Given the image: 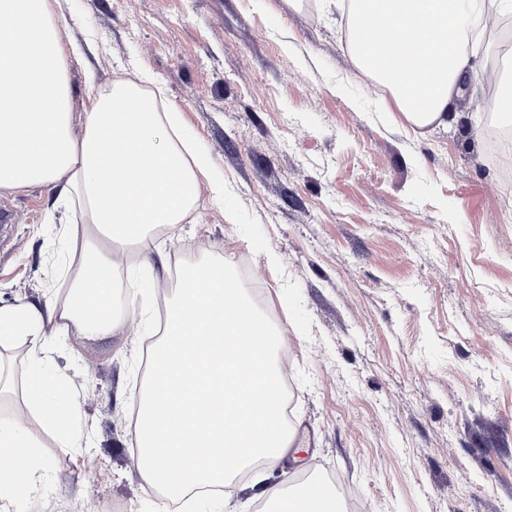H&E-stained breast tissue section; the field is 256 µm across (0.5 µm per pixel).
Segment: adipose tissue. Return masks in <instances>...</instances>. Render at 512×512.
I'll use <instances>...</instances> for the list:
<instances>
[{"label": "adipose tissue", "instance_id": "obj_1", "mask_svg": "<svg viewBox=\"0 0 512 512\" xmlns=\"http://www.w3.org/2000/svg\"><path fill=\"white\" fill-rule=\"evenodd\" d=\"M498 0H347L360 67L393 93L414 126H444L449 106L467 85L476 40L462 18L471 8L493 15ZM0 189L62 186L76 222L102 246H89L69 273L82 306L62 300L58 331L105 336L123 325L112 308L118 252L149 229L179 224L194 210L208 156L164 109L165 91L149 76L88 85V108L71 109L64 27L49 0H0ZM58 382L32 366L22 401L52 431L59 447L78 448L72 403L57 400ZM0 448H21L18 473L0 472V501L23 512L47 460L27 434L25 416L0 419Z\"/></svg>", "mask_w": 512, "mask_h": 512}]
</instances>
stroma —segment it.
Here are the masks:
<instances>
[{
	"label": "stroma",
	"mask_w": 512,
	"mask_h": 512,
	"mask_svg": "<svg viewBox=\"0 0 512 512\" xmlns=\"http://www.w3.org/2000/svg\"><path fill=\"white\" fill-rule=\"evenodd\" d=\"M51 7L73 110L88 77L148 72L224 199L202 187L183 223L132 244L113 303L134 311L137 332L58 335L61 269L78 261L86 230L60 187L0 189L21 215L0 232V308L38 310L44 336L1 342L0 368L20 387L39 361L86 436L79 451L57 447L30 416L49 466L25 512H100L102 493L123 512H164L139 469L132 418L142 345L180 252L265 268L259 306L286 338L291 434L313 438L270 484L328 474L364 512H512V182L482 137L486 71L512 85L504 30L485 31L495 52L454 100L457 121L420 129L356 64L336 0Z\"/></svg>",
	"instance_id": "stroma-1"
}]
</instances>
